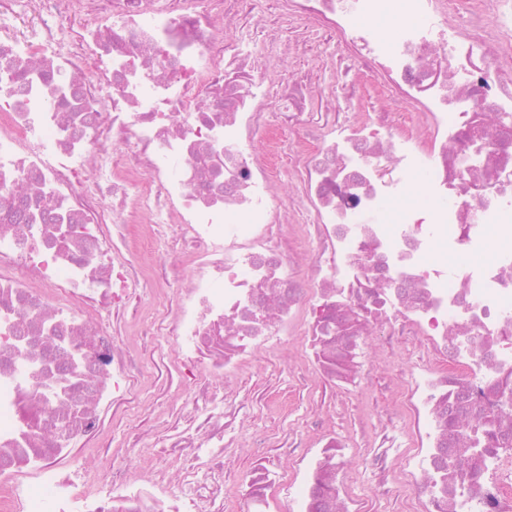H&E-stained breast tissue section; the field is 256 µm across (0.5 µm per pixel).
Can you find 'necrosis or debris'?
<instances>
[{
	"label": "necrosis or debris",
	"instance_id": "4bbe7bcc",
	"mask_svg": "<svg viewBox=\"0 0 512 512\" xmlns=\"http://www.w3.org/2000/svg\"><path fill=\"white\" fill-rule=\"evenodd\" d=\"M267 5L0 0V512H224L225 370L298 330L330 382L380 329L417 361L361 454L376 494L512 512V0ZM148 288L176 484L107 452ZM348 469L325 435L291 512L328 483L361 512Z\"/></svg>",
	"mask_w": 512,
	"mask_h": 512
}]
</instances>
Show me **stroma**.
<instances>
[{
    "label": "stroma",
    "instance_id": "1",
    "mask_svg": "<svg viewBox=\"0 0 512 512\" xmlns=\"http://www.w3.org/2000/svg\"><path fill=\"white\" fill-rule=\"evenodd\" d=\"M304 343L301 336L274 337L224 379L226 391L241 408L237 431L224 449V512H247L238 489L255 467L258 451H265L272 463L266 512H288L289 484L298 473V451L289 447V435L312 446L320 431L329 428L344 447L357 451L372 440L374 414L398 405V391L380 386L374 377L360 376L335 388L325 384L309 370ZM179 401L171 373L145 379L135 403L112 430L113 456L124 454L131 428L143 424L163 429Z\"/></svg>",
    "mask_w": 512,
    "mask_h": 512
}]
</instances>
